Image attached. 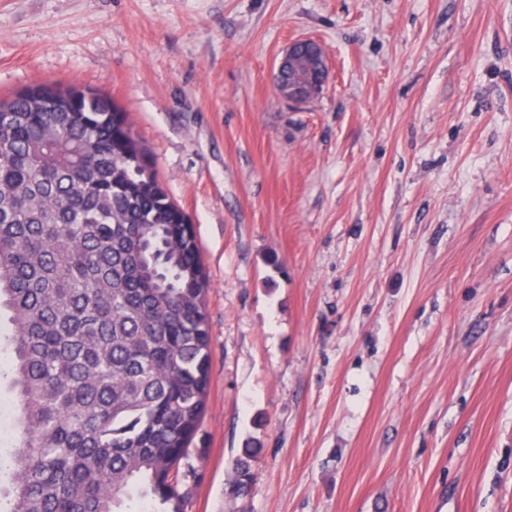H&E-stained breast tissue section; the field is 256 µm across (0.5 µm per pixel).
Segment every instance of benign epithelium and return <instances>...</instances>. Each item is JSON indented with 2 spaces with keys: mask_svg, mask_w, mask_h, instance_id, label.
Here are the masks:
<instances>
[{
  "mask_svg": "<svg viewBox=\"0 0 512 512\" xmlns=\"http://www.w3.org/2000/svg\"><path fill=\"white\" fill-rule=\"evenodd\" d=\"M329 75V64L322 46L313 39H297L279 58L274 85L289 103L300 105L323 91Z\"/></svg>",
  "mask_w": 512,
  "mask_h": 512,
  "instance_id": "benign-epithelium-1",
  "label": "benign epithelium"
}]
</instances>
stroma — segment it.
<instances>
[{
	"label": "stroma",
	"instance_id": "35a3bbf8",
	"mask_svg": "<svg viewBox=\"0 0 512 512\" xmlns=\"http://www.w3.org/2000/svg\"><path fill=\"white\" fill-rule=\"evenodd\" d=\"M45 81L122 106L194 225L186 512H512V0H0V97ZM292 76L288 77V73ZM330 69L322 46L313 39L291 42L279 58L274 85L288 103L304 104L326 86ZM258 448H242L232 461L234 479L228 487V493L233 496H244L248 493L252 480V462L258 455Z\"/></svg>",
	"mask_w": 512,
	"mask_h": 512
}]
</instances>
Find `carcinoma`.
<instances>
[{
	"mask_svg": "<svg viewBox=\"0 0 512 512\" xmlns=\"http://www.w3.org/2000/svg\"><path fill=\"white\" fill-rule=\"evenodd\" d=\"M35 87L0 99V512H185L173 473L210 387L196 236L124 110ZM257 455L234 457L229 494Z\"/></svg>",
	"mask_w": 512,
	"mask_h": 512,
	"instance_id": "obj_1",
	"label": "carcinoma"
}]
</instances>
